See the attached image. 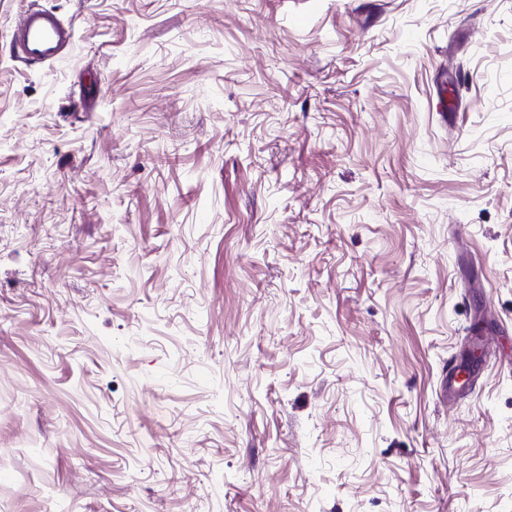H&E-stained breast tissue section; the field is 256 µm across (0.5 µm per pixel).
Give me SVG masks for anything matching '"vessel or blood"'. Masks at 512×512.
<instances>
[{
  "instance_id": "obj_1",
  "label": "vessel or blood",
  "mask_w": 512,
  "mask_h": 512,
  "mask_svg": "<svg viewBox=\"0 0 512 512\" xmlns=\"http://www.w3.org/2000/svg\"><path fill=\"white\" fill-rule=\"evenodd\" d=\"M74 28L55 12L28 8L19 18L11 36L17 56L30 63L59 60L74 43Z\"/></svg>"
}]
</instances>
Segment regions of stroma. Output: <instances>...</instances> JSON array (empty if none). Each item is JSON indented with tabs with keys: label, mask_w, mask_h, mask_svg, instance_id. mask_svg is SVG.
I'll return each mask as SVG.
<instances>
[{
	"label": "stroma",
	"mask_w": 512,
	"mask_h": 512,
	"mask_svg": "<svg viewBox=\"0 0 512 512\" xmlns=\"http://www.w3.org/2000/svg\"><path fill=\"white\" fill-rule=\"evenodd\" d=\"M0 512H512V0H0ZM74 28L55 12L28 8L19 18L11 36L14 52L29 63L59 60L74 43Z\"/></svg>",
	"instance_id": "stroma-1"
}]
</instances>
